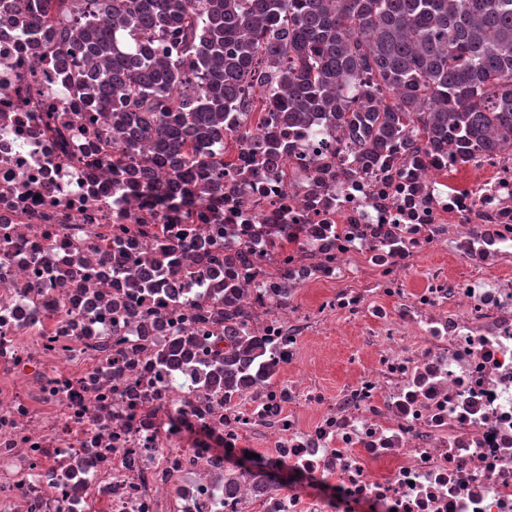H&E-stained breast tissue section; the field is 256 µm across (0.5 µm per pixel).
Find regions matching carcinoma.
Segmentation results:
<instances>
[{"instance_id": "obj_1", "label": "carcinoma", "mask_w": 512, "mask_h": 512, "mask_svg": "<svg viewBox=\"0 0 512 512\" xmlns=\"http://www.w3.org/2000/svg\"><path fill=\"white\" fill-rule=\"evenodd\" d=\"M23 2L80 107L130 149L155 140L175 171L206 170L251 85L288 125L323 116L375 155L417 124L462 159L512 146V0ZM244 375L224 360L225 382Z\"/></svg>"}]
</instances>
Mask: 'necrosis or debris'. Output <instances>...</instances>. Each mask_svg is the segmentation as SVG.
<instances>
[{
  "label": "necrosis or debris",
  "instance_id": "4bbe7bcc",
  "mask_svg": "<svg viewBox=\"0 0 512 512\" xmlns=\"http://www.w3.org/2000/svg\"><path fill=\"white\" fill-rule=\"evenodd\" d=\"M155 154L0 26V512H512V151L238 111L223 193ZM357 340L355 331H350L346 336H319L316 343L321 350L327 349L323 354L325 356L313 351L306 359L304 367L317 374L324 388L330 391L337 390L354 373L348 356L353 352Z\"/></svg>",
  "mask_w": 512,
  "mask_h": 512
}]
</instances>
